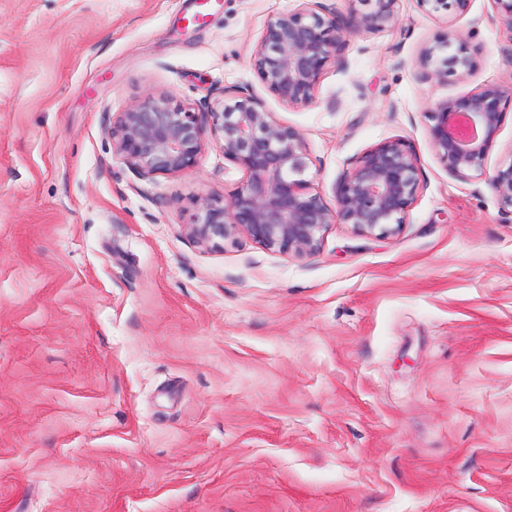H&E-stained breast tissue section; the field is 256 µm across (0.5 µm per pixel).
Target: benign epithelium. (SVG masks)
<instances>
[{
  "mask_svg": "<svg viewBox=\"0 0 512 512\" xmlns=\"http://www.w3.org/2000/svg\"><path fill=\"white\" fill-rule=\"evenodd\" d=\"M370 7L359 28L393 20L397 0H360ZM434 11L464 12L470 0H419ZM316 4L269 18L252 53L263 84L285 106L311 103L326 67L339 60L342 32ZM448 32L424 49L428 75L444 80L468 76L474 61ZM512 88L487 84L434 103L428 112L431 146L461 178L483 169L503 122ZM246 173L245 186L227 204L204 202L187 235L204 247H219L240 233L262 247L302 258L318 252L332 224H349L363 236L397 233L419 188V159L400 140L365 151L340 179L330 209L309 192L306 146L300 133L240 88L233 101L218 100L196 112L170 96L148 97L120 113L112 127L116 154L141 176H183L196 168L207 140ZM491 190L512 207V163L488 178Z\"/></svg>",
  "mask_w": 512,
  "mask_h": 512,
  "instance_id": "obj_1",
  "label": "benign epithelium"
}]
</instances>
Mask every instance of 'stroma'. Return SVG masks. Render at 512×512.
<instances>
[{"instance_id":"stroma-1","label":"stroma","mask_w":512,"mask_h":512,"mask_svg":"<svg viewBox=\"0 0 512 512\" xmlns=\"http://www.w3.org/2000/svg\"><path fill=\"white\" fill-rule=\"evenodd\" d=\"M344 30L315 99L282 105L251 63L306 0H0V512H512V105L482 171L435 154L428 113L512 84L493 0L463 13L319 0ZM455 31L475 62L430 78ZM247 88L306 146L335 205L367 149L400 140L420 189L399 233L330 225L297 259L184 228L245 172L205 142L194 172L138 176L119 113L205 111ZM360 2L369 6L370 10L359 17L358 28H376L393 20L397 0H360ZM455 40V34L447 32L433 45L424 49L421 64L428 70L429 76L444 80L448 75L466 77L471 73L474 61L462 44L448 52ZM488 184L500 202L512 208V163L494 170L488 178Z\"/></svg>"}]
</instances>
